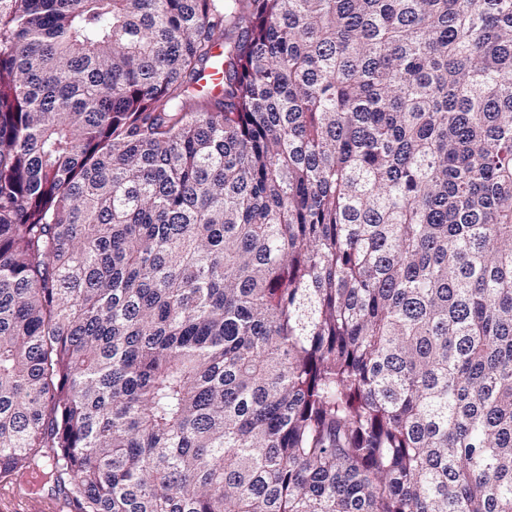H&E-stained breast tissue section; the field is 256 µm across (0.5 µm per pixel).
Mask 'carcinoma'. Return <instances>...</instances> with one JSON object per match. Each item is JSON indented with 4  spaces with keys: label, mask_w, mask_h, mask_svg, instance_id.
I'll return each mask as SVG.
<instances>
[{
    "label": "carcinoma",
    "mask_w": 512,
    "mask_h": 512,
    "mask_svg": "<svg viewBox=\"0 0 512 512\" xmlns=\"http://www.w3.org/2000/svg\"><path fill=\"white\" fill-rule=\"evenodd\" d=\"M33 474L72 512H512V0H0Z\"/></svg>",
    "instance_id": "carcinoma-1"
}]
</instances>
